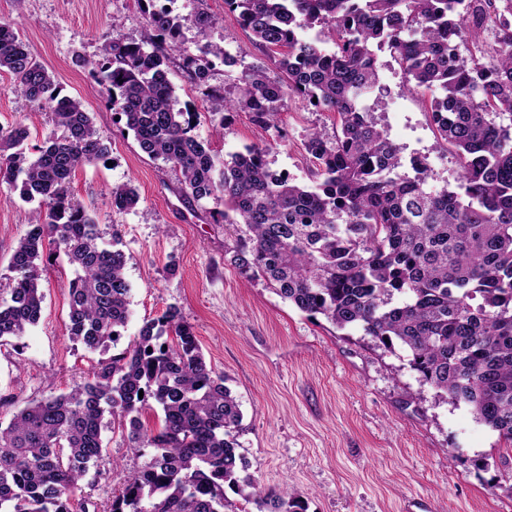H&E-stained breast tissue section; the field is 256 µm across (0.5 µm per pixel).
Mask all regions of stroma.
Here are the masks:
<instances>
[{
    "mask_svg": "<svg viewBox=\"0 0 512 512\" xmlns=\"http://www.w3.org/2000/svg\"><path fill=\"white\" fill-rule=\"evenodd\" d=\"M183 17L181 40L189 50L212 41L231 53L232 67L216 63L211 88L234 93L243 67L266 53L243 30L224 0H162ZM216 25L200 33L189 17L197 10ZM0 21L14 23L31 53L53 74L63 95L80 99L96 128L111 143L108 160L79 167L70 183L74 200L94 209L104 242H117L127 257L130 316L123 335L136 336L168 306L192 324L208 366L224 376L239 401V450L259 487L298 492L307 512H512V450L497 432L477 421L468 405L421 385L406 352L387 348L356 329L340 330L322 316L283 301L263 278L234 262L249 237L242 224H217L213 203L188 206L178 175L160 158L143 153L124 121L106 103L85 60L101 56L106 35L119 30L140 42L149 29L136 0H0ZM380 100L370 107L403 158L421 156L436 187L455 186L459 168L436 142L429 95L409 90L399 64L379 55ZM178 107L193 106L195 133L220 156L260 145L272 169L311 184L305 151L310 132L331 136L334 113L295 97L273 125L256 124L248 110L208 111L190 75L171 65ZM25 124L22 149L36 156L61 131L0 73V128ZM131 183L137 206L113 211V186ZM35 204L0 180V300L8 299L11 247L23 236ZM39 322L0 343V422L27 404L71 390L92 375L106 351L89 352L67 331L69 286L76 276L64 254L45 263ZM105 449L80 494L103 503L141 466L120 430L103 432Z\"/></svg>",
    "mask_w": 512,
    "mask_h": 512,
    "instance_id": "obj_1",
    "label": "stroma"
}]
</instances>
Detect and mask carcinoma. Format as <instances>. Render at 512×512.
<instances>
[{
	"mask_svg": "<svg viewBox=\"0 0 512 512\" xmlns=\"http://www.w3.org/2000/svg\"><path fill=\"white\" fill-rule=\"evenodd\" d=\"M137 3L145 4L149 40L127 41L114 27L102 59L85 66L140 149L179 171L185 200L231 204L214 216L250 232L237 266L301 312L399 345L421 385L467 404L511 448L512 0H224L272 66L244 68L233 99L206 90L208 109L246 108L268 126L298 96L336 113V134L313 132L305 144L311 186L272 171L263 148L222 160L193 134L196 113L175 107L169 63L181 59L201 84L215 61L226 62L224 48L190 52L171 11L157 0ZM484 19L493 22V42H468L467 25ZM315 23L327 28L333 52L301 37ZM384 49L407 82L430 92L437 141L460 170L456 188L432 187L418 157L405 172L400 148L365 106ZM0 72L62 129L33 159L19 149L25 126L0 129V177L39 202L12 248L0 340L39 321L41 263L52 247L76 270L68 336L89 351L115 346L129 317L126 256L102 244L95 216L69 196L72 173L107 159L109 142L82 101L54 95L52 74L7 22H0ZM138 201L133 186L112 188L113 210ZM153 403L163 412L158 429L143 421ZM107 415L133 452L153 453L102 508L74 501V492L98 466ZM241 423L239 403L208 367L194 327L169 306L91 379L0 426V512H235L227 488L257 512H306L296 492L263 491L247 473Z\"/></svg>",
	"mask_w": 512,
	"mask_h": 512,
	"instance_id": "obj_1",
	"label": "carcinoma"
}]
</instances>
